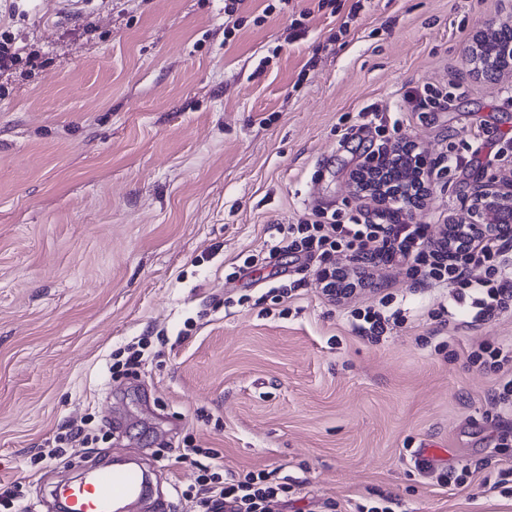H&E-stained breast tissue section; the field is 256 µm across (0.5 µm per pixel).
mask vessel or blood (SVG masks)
<instances>
[{
    "label": "vessel or blood",
    "instance_id": "1",
    "mask_svg": "<svg viewBox=\"0 0 512 512\" xmlns=\"http://www.w3.org/2000/svg\"><path fill=\"white\" fill-rule=\"evenodd\" d=\"M146 485L144 472L135 466L97 467L67 490L71 512H111L114 502L139 496Z\"/></svg>",
    "mask_w": 512,
    "mask_h": 512
}]
</instances>
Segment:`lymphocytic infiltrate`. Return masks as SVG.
<instances>
[{
	"label": "lymphocytic infiltrate",
	"instance_id": "lymphocytic-infiltrate-1",
	"mask_svg": "<svg viewBox=\"0 0 512 512\" xmlns=\"http://www.w3.org/2000/svg\"><path fill=\"white\" fill-rule=\"evenodd\" d=\"M276 250L304 254L307 260L322 262V293L328 300L345 298L366 281V270L337 271L329 259L336 250L351 257L372 255L386 263L409 265L421 284H448L454 293L451 303L435 310L440 325L489 320L512 303V235L488 239L482 245L449 255L429 234L425 224L407 220L393 224H367L357 216L314 220L305 224L278 227ZM483 265L485 275L474 278L470 267ZM468 360L471 365L497 375L490 399L500 416L512 417V343L487 340L475 344ZM218 453L213 449L187 448L177 460L199 467L202 484L196 492L200 512H270L277 491L287 490L276 471L247 472L237 479L224 480L216 471Z\"/></svg>",
	"mask_w": 512,
	"mask_h": 512
}]
</instances>
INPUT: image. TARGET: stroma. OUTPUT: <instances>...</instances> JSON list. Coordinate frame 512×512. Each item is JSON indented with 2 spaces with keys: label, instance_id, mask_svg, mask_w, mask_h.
Masks as SVG:
<instances>
[{
  "label": "stroma",
  "instance_id": "1",
  "mask_svg": "<svg viewBox=\"0 0 512 512\" xmlns=\"http://www.w3.org/2000/svg\"><path fill=\"white\" fill-rule=\"evenodd\" d=\"M235 18L226 30L224 0H0L22 56L0 72V486L53 512L56 484L135 457L153 494L132 512H196L175 493L199 485L175 460L192 445L226 476L299 478L272 512L387 496L395 512H512L482 485L512 466V421L487 399L495 373L468 362L475 342H512V308L440 327L427 312L451 289L403 264L332 305L318 262L269 251L276 225L315 211L388 223L351 183L381 147L433 163L485 143L414 211L433 229L512 177V146L488 151L512 137V78L466 61L479 27L512 25V0H245ZM426 87L447 102L410 111ZM383 299L404 322L355 334L351 310ZM141 339L149 358L113 374ZM88 423L96 442L42 459Z\"/></svg>",
  "mask_w": 512,
  "mask_h": 512
}]
</instances>
